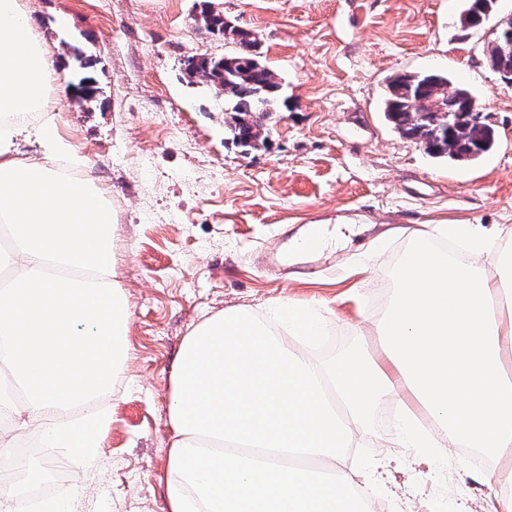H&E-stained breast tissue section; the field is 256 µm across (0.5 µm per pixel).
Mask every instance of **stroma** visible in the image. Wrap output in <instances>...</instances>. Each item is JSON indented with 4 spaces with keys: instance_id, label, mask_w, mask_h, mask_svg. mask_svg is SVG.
Returning a JSON list of instances; mask_svg holds the SVG:
<instances>
[{
    "instance_id": "obj_1",
    "label": "stroma",
    "mask_w": 512,
    "mask_h": 512,
    "mask_svg": "<svg viewBox=\"0 0 512 512\" xmlns=\"http://www.w3.org/2000/svg\"><path fill=\"white\" fill-rule=\"evenodd\" d=\"M256 33L286 111L266 118L262 145L237 146L224 96L189 76L192 55L236 47L210 33L201 2ZM66 80L75 59L91 61L99 88L91 107L60 99L57 131L72 146L59 168L91 173L112 203L114 279L129 294L128 366L105 401L112 427L93 468H77L76 512H164L161 481L171 437V363L203 317L235 306L309 307L321 335L303 345L331 363L368 348L386 363L371 324L409 228L512 225V84L486 63L496 16L464 28L466 0H22ZM461 78L487 111L496 144L480 161L431 157L387 120L388 81L404 73ZM331 239L329 268L271 274L267 252L310 225ZM411 391L373 408L343 459L366 503L388 512H488L512 485V453L498 457L496 482L483 467L431 464L415 448H390L395 413Z\"/></svg>"
}]
</instances>
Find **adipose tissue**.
Masks as SVG:
<instances>
[{
    "label": "adipose tissue",
    "mask_w": 512,
    "mask_h": 512,
    "mask_svg": "<svg viewBox=\"0 0 512 512\" xmlns=\"http://www.w3.org/2000/svg\"><path fill=\"white\" fill-rule=\"evenodd\" d=\"M68 86L33 16L0 0V113L48 112ZM21 128L0 124V224L13 240L0 265V417L38 431L47 448L93 461L110 422L98 405L76 419L55 409L86 402L125 366L130 310L112 280V207L91 180L13 151ZM466 246L461 264L416 244L396 272L397 291L374 326L398 372L355 351L320 366L288 345L315 332L307 312L283 302L271 320L241 306L205 317L170 369L167 512H354L352 479L322 480L310 466L335 456L366 412L409 387L440 429L414 417L403 439L432 462L452 448L500 456L512 449V313L487 266L512 265L494 250L500 224H441Z\"/></svg>",
    "instance_id": "adipose-tissue-1"
}]
</instances>
